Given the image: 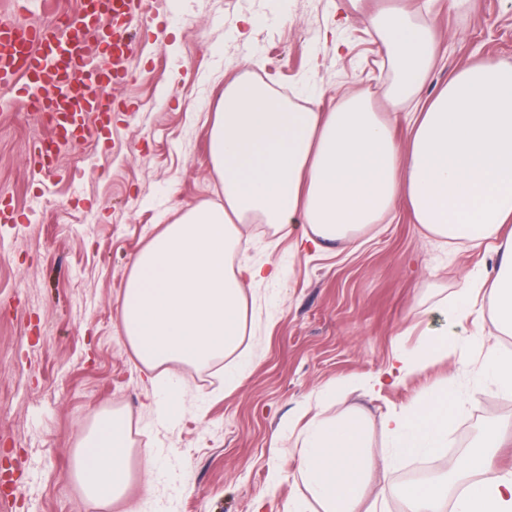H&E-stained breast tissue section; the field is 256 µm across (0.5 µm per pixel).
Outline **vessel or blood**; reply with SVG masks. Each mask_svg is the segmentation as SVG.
<instances>
[{"label": "vessel or blood", "mask_w": 512, "mask_h": 512, "mask_svg": "<svg viewBox=\"0 0 512 512\" xmlns=\"http://www.w3.org/2000/svg\"><path fill=\"white\" fill-rule=\"evenodd\" d=\"M148 0H81V9L65 22L24 24L0 19V86L10 89L35 116L50 113L60 121L54 149L33 145V164L44 182L59 170L61 149L76 140L105 134L116 103L109 85L127 80L130 49L137 26L150 20ZM110 29L105 60L92 63L84 40L89 31ZM29 75L19 83V75Z\"/></svg>", "instance_id": "1"}]
</instances>
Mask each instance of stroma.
<instances>
[{
    "label": "stroma",
    "mask_w": 512,
    "mask_h": 512,
    "mask_svg": "<svg viewBox=\"0 0 512 512\" xmlns=\"http://www.w3.org/2000/svg\"><path fill=\"white\" fill-rule=\"evenodd\" d=\"M341 0H155V28L132 46L133 79L107 89L125 109L110 132L61 159L49 193L31 150L49 131L24 107L0 110V195L18 224L0 223V468L24 484L8 512H110L71 476L78 439L96 414L130 421L129 497L140 512H288L303 502L295 481L300 436L311 417L362 412L374 468L366 495L379 512H401L405 487L446 475L447 452L397 460L381 415L412 404L449 374L464 397L448 445L466 451L488 423L512 424V394L497 389L478 358L442 362L395 386L371 387L395 348L413 349L447 324L469 275L490 251H457L425 235L405 203L391 223L353 243L296 250L294 237L242 226L239 263L275 264L278 279L247 289L259 324L253 362L239 385L222 359L176 368L182 414L160 415L153 385L122 331L120 297L137 254L187 208L223 202L207 134L230 80H251L279 99L328 109L364 88L381 105L391 67L381 37ZM400 5L431 28L436 64L428 99L474 59L512 65V0H363L364 11ZM349 381L342 395L337 382ZM153 450L156 466L142 456Z\"/></svg>",
    "instance_id": "obj_1"
}]
</instances>
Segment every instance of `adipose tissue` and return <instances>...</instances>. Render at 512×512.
I'll return each mask as SVG.
<instances>
[{
  "label": "adipose tissue",
  "mask_w": 512,
  "mask_h": 512,
  "mask_svg": "<svg viewBox=\"0 0 512 512\" xmlns=\"http://www.w3.org/2000/svg\"><path fill=\"white\" fill-rule=\"evenodd\" d=\"M393 68L382 97L389 106L414 99L436 61L428 27L404 8L369 13ZM209 156L224 195L166 225L136 257L121 297L123 330L136 357L163 381L167 368L206 366L240 353L247 284L277 279V266H240L233 256L249 222L301 241H351L390 218L405 201L415 221L442 242L477 248L495 241L493 274L469 281L450 311L455 328L411 351H395L374 385L398 382L429 364L484 352L482 369L512 393V350L463 339L466 323L512 334V66L476 60L449 76L438 94L412 113L406 142L392 135L367 90L334 108L293 107L258 85L225 86L209 130ZM487 298L483 313L477 296ZM454 380L412 405L391 411L380 427L392 448L431 456L448 445ZM365 420L358 413L311 426L302 439L296 477L323 512H353L364 475ZM504 431L488 427L481 445L460 461L467 485L456 498L436 484L403 492L405 512H512V472L495 467ZM129 427L122 413L98 415L77 446L74 479L89 499L122 501L130 484Z\"/></svg>",
  "instance_id": "1"
}]
</instances>
